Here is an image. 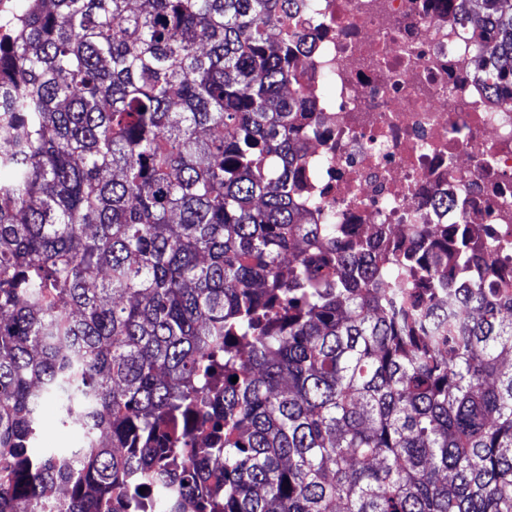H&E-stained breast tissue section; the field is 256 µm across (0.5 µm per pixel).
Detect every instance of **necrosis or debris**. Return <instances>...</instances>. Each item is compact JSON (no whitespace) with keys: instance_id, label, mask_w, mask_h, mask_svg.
I'll use <instances>...</instances> for the list:
<instances>
[{"instance_id":"1","label":"necrosis or debris","mask_w":512,"mask_h":512,"mask_svg":"<svg viewBox=\"0 0 512 512\" xmlns=\"http://www.w3.org/2000/svg\"><path fill=\"white\" fill-rule=\"evenodd\" d=\"M460 0H307L290 57L303 198L348 238L415 245L469 225L512 283V105L491 95ZM333 93L324 96L322 87Z\"/></svg>"}]
</instances>
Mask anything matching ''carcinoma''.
<instances>
[{"label":"carcinoma","mask_w":512,"mask_h":512,"mask_svg":"<svg viewBox=\"0 0 512 512\" xmlns=\"http://www.w3.org/2000/svg\"><path fill=\"white\" fill-rule=\"evenodd\" d=\"M17 2L0 512H512V293L468 225L380 257L297 204L305 0ZM466 2L512 94V10ZM47 400L81 447H35Z\"/></svg>","instance_id":"cac0c4a2"}]
</instances>
